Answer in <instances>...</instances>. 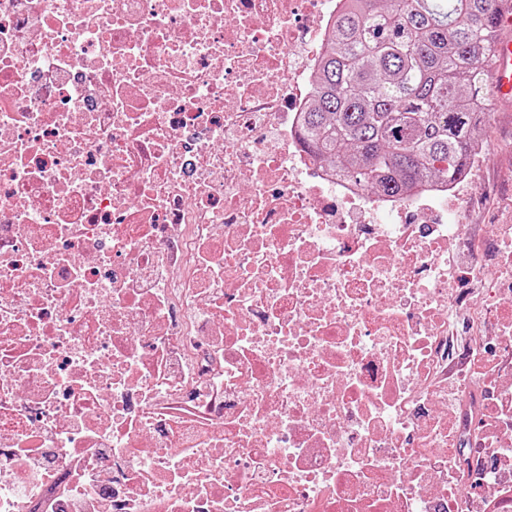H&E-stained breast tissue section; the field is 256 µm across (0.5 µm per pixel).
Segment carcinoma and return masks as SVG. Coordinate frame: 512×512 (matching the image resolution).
<instances>
[{
  "label": "carcinoma",
  "mask_w": 512,
  "mask_h": 512,
  "mask_svg": "<svg viewBox=\"0 0 512 512\" xmlns=\"http://www.w3.org/2000/svg\"><path fill=\"white\" fill-rule=\"evenodd\" d=\"M497 0H349L303 138L354 183L405 194L465 175L485 125Z\"/></svg>",
  "instance_id": "obj_1"
}]
</instances>
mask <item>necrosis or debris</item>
I'll return each instance as SVG.
<instances>
[{
  "instance_id": "4bbe7bcc",
  "label": "necrosis or debris",
  "mask_w": 512,
  "mask_h": 512,
  "mask_svg": "<svg viewBox=\"0 0 512 512\" xmlns=\"http://www.w3.org/2000/svg\"><path fill=\"white\" fill-rule=\"evenodd\" d=\"M345 6L0 0V512H512V225L307 151Z\"/></svg>"
}]
</instances>
